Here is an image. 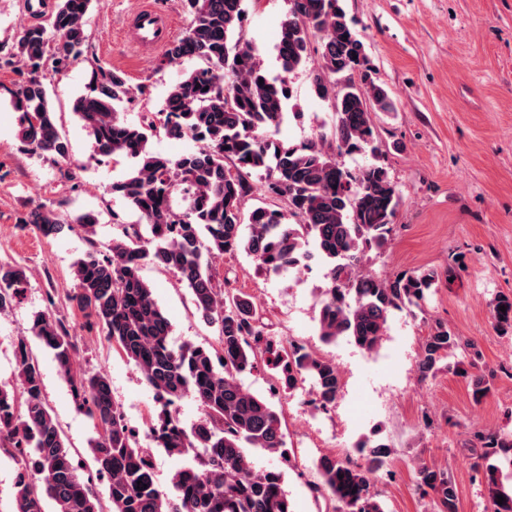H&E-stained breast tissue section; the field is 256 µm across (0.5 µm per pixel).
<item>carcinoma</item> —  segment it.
<instances>
[{"label":"carcinoma","instance_id":"carcinoma-1","mask_svg":"<svg viewBox=\"0 0 512 512\" xmlns=\"http://www.w3.org/2000/svg\"><path fill=\"white\" fill-rule=\"evenodd\" d=\"M249 1L258 3L188 0L191 24L166 45L157 67L182 58L199 65L171 87L164 108L140 124L117 117L116 103L129 94L118 71L98 68L92 93L73 106L90 130L95 155L134 160L131 174L112 184V191L126 199L139 223L120 225L106 250L92 245L73 263L68 298L89 328L135 362L154 390L159 411L148 425L157 447L175 458L190 455L193 462L179 467L171 487L161 489L152 449L139 446L112 399L109 377L74 371L66 327L39 314L30 332L53 352L75 404L99 426L89 450L110 506L103 510L66 447L43 400L38 362L22 340L16 355L20 387L0 386V451L17 466L13 512H44L47 500L54 512H293L282 472L256 471L249 452L254 448L290 463L293 451L281 414L269 399L244 388L239 376L260 367V350L268 354L273 391L291 393L308 381L312 403L326 410L336 402L341 375L334 362L306 346L268 336L253 302L229 295V281L217 279L208 257L242 250L264 274L282 275L299 269L316 251L328 280L318 335L325 343L347 339L367 353L379 349L392 316L423 310L440 279L432 269L389 276L371 269V253H380L391 239L399 192L383 166L352 171L336 156L376 153L371 112H387L391 102L371 79L364 43L342 0H288L275 76L259 48L242 36ZM90 4L60 0L48 25L30 28L18 40L16 57L27 78L13 92L16 136L56 161L69 157V144L56 126L42 67L48 59L58 67L80 59ZM314 55L320 63L311 72L312 91L331 104L336 123L329 134L318 132L297 143L276 140L272 134L286 117L290 75ZM161 129L194 141L196 148L175 159L151 152L149 140ZM254 172L262 173L268 193L285 198L287 209L257 206L243 213V202L255 190L248 181ZM177 195L183 202L179 210L173 207ZM25 223L54 238L76 225L89 234L98 217L84 212L66 224L40 204ZM145 261L180 275L196 309L214 327L217 347L172 345L171 323L139 275ZM24 281L21 268L0 261V312L12 306ZM491 315L501 335H512L511 295L495 297ZM479 359L474 343L436 321L421 343L417 372L422 380L443 370L466 374ZM186 395L201 408L189 426L170 412ZM360 448L363 462L323 455L315 463L311 489L329 497L333 512H386L375 478L390 448L381 442H363ZM466 450L483 471L493 512H512V485L501 480L503 468L512 470V430L476 432ZM417 481L433 494L437 512H456L457 491L448 471L423 464Z\"/></svg>","mask_w":512,"mask_h":512}]
</instances>
